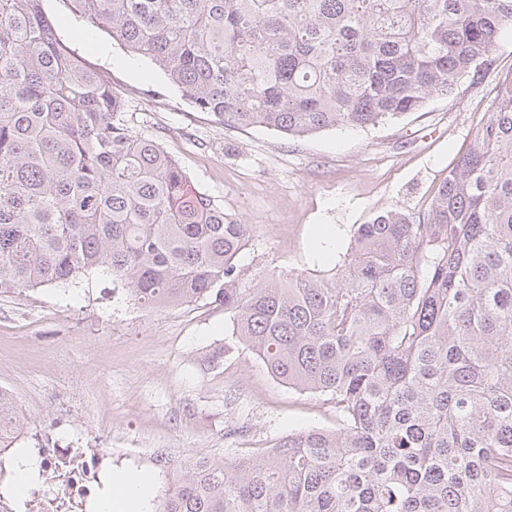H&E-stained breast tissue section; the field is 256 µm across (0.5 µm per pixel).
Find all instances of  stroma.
<instances>
[{
	"label": "stroma",
	"instance_id": "35a3bbf8",
	"mask_svg": "<svg viewBox=\"0 0 512 512\" xmlns=\"http://www.w3.org/2000/svg\"><path fill=\"white\" fill-rule=\"evenodd\" d=\"M59 39L131 104L130 126L158 140L196 191L252 227L235 258L238 285L292 273L334 277L355 228L386 209L427 210L471 149L496 87L512 77V30L494 63L452 96L368 127L292 137L233 128L196 111L149 59L90 27L67 0H43ZM232 315L198 300L146 309L119 280L90 273L66 287L0 293V390L11 394L19 445L38 441L124 454L118 473L167 488L139 448L230 458L288 433L336 426L324 397L275 380L232 333Z\"/></svg>",
	"mask_w": 512,
	"mask_h": 512
}]
</instances>
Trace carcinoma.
<instances>
[{"label":"carcinoma","mask_w":512,"mask_h":512,"mask_svg":"<svg viewBox=\"0 0 512 512\" xmlns=\"http://www.w3.org/2000/svg\"><path fill=\"white\" fill-rule=\"evenodd\" d=\"M226 126L365 127L493 64L512 0H69ZM423 213L357 227L332 279L238 288L251 225L190 188L42 0H0V290L101 272L155 309L208 300L336 429L166 472L157 512H512V77Z\"/></svg>","instance_id":"1"}]
</instances>
